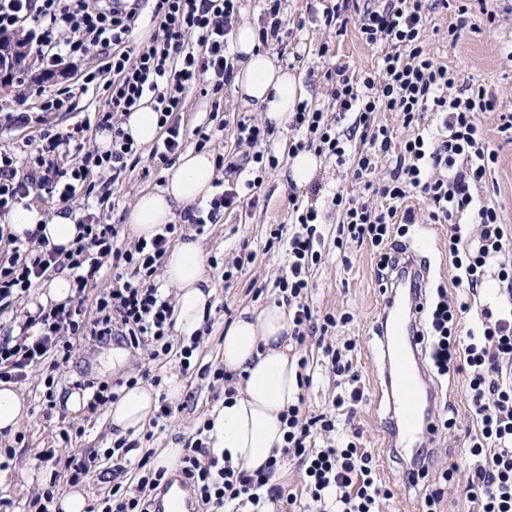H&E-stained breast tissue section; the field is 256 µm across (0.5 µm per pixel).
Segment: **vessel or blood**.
<instances>
[{
    "instance_id": "1",
    "label": "vessel or blood",
    "mask_w": 512,
    "mask_h": 512,
    "mask_svg": "<svg viewBox=\"0 0 512 512\" xmlns=\"http://www.w3.org/2000/svg\"><path fill=\"white\" fill-rule=\"evenodd\" d=\"M399 258L400 275L423 281L426 267L419 249L403 248ZM380 314L386 390L390 409L399 417L390 432V444L399 448L434 445L438 428L423 408V374L415 369L420 361L415 311L403 307L392 291L385 296Z\"/></svg>"
}]
</instances>
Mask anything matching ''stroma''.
<instances>
[{
  "label": "stroma",
  "instance_id": "1",
  "mask_svg": "<svg viewBox=\"0 0 512 512\" xmlns=\"http://www.w3.org/2000/svg\"><path fill=\"white\" fill-rule=\"evenodd\" d=\"M458 4L426 6L424 35L439 60L463 78L484 86L497 99V109L479 116V127L486 145L493 150L497 161L492 165L478 192L496 205L506 233L512 235V139L501 133L503 115L512 113V0H469L467 25L458 38L448 34L458 18ZM323 0H287L284 18L292 31L286 45L271 48L270 53L279 65L287 68L302 82L305 101L320 107L327 106L328 70L337 64L347 63L360 70L376 67L381 56L380 45H370L361 39L355 23H347L343 32L325 26ZM494 13V24H487V13ZM329 44L327 54H320L322 44ZM7 104L0 106V151L21 152L25 141L36 138L40 129L47 128L61 134L72 130L78 121L93 117L102 111L101 95L89 93L76 101L71 112L41 111L38 98H23L17 84L0 87ZM26 112L32 121L26 125L7 124L9 114ZM235 95L232 86H225L222 94L202 97L191 95L182 123L187 129L210 123L212 118L225 121L209 151L211 154L229 152L235 148L236 124L245 115H253ZM291 130H275L269 143L279 158V166L266 178L257 206L224 214L219 223L207 225L197 231L191 224H183V235L199 234L207 253V275L214 289L213 308L210 312L213 329L211 335L202 337L195 351L197 370L192 375L179 373L177 361L165 360L155 364L153 372L163 381L177 380L182 386L178 402L181 412L171 419L164 431L156 432L151 440L142 441V448L185 447L196 428L222 406L224 381L215 380L213 373L224 366V334L244 308H257L278 299L279 290L274 281L281 271L288 268V244H269L270 231L288 221V196L297 194L304 205L314 206L320 215V231L324 236L322 259L311 269L307 302L316 311L335 314L350 313L351 322L338 326L329 333L327 340L336 344L347 339L355 340L353 366L361 375L360 386L364 391L356 422L362 431L360 446L368 451L376 464L378 480L393 493L381 505V512H421V498L427 485L433 484L441 470L456 465L457 470L449 482L438 512H470L463 487L474 460L464 447V435L476 426L468 397L467 377L454 372L445 377L431 378L436 391L433 409L438 420L452 419L451 428L440 430L434 451V463L425 480L417 486L405 485L402 471L413 458L397 451H386L385 438L392 422L384 382L382 343L375 329L380 322L382 288L377 276L378 258L365 245L337 248V216L329 208L328 200L340 188L352 189L353 184L346 168L337 166L334 159L320 162L305 185L294 186L290 175L289 158L285 151L292 138ZM169 174L168 166L152 169L149 175L141 171L126 172L108 184L109 201L100 213L104 220L120 225L118 246L126 247L134 238L125 229V217L138 196L162 185ZM426 239L428 251L425 260L430 265L427 289L445 287L452 299L468 302L470 310L464 324H478V313L486 304L496 302L501 286L488 281L479 296L470 297L466 290L454 284L455 270L448 256V227L444 224L419 223L408 227L406 242ZM254 253L253 262L244 264L232 278H225L224 268L240 256ZM296 356L307 357L306 372L313 378L309 387L303 388V407L307 413L320 414L329 410L336 413L338 432L347 428L344 410L334 409L338 397L348 396L350 385H336L325 367L322 351L295 347ZM143 359L116 342L75 345L70 361L61 368L59 384L53 403H46L43 384L38 375H31L19 389L29 410L18 428L19 442L14 443L15 456L9 460L8 476L0 480V512H24L31 497L46 487L52 469L39 461L38 454L45 448H64V432L83 429L84 434L73 442V450L84 448L105 449L112 447L115 434L106 419L105 410L71 412L66 398L72 393L73 381L91 380L115 383L137 376Z\"/></svg>",
  "mask_w": 512,
  "mask_h": 512
}]
</instances>
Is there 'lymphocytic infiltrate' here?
I'll list each match as a JSON object with an SVG mask.
<instances>
[{"instance_id":"lymphocytic-infiltrate-1","label":"lymphocytic infiltrate","mask_w":512,"mask_h":512,"mask_svg":"<svg viewBox=\"0 0 512 512\" xmlns=\"http://www.w3.org/2000/svg\"><path fill=\"white\" fill-rule=\"evenodd\" d=\"M241 7L242 0H0V33L24 35L28 68L45 84L39 92L41 110H69L73 99L90 87L102 88L106 99L99 125L112 134L110 150L85 153L64 167L57 160L60 146L80 141L88 123L75 124L65 136L41 130L30 158L32 170L24 175L15 154L0 152V239L12 209L31 190L67 202L80 190L92 195L104 173L117 177L138 167L143 156L120 120L142 102H150L161 128L151 160L168 163L190 140L196 150L205 149L216 136L215 128L204 125L184 131L179 114L191 91L203 97L217 95L231 83L230 35ZM353 9L358 12L361 38L369 44L384 43L387 51L376 69L355 72L342 65L327 72L335 112L330 115L299 103L289 122L299 137L289 143V154L312 150L335 157L337 164H351L352 178L361 182L363 195L334 193L331 204L341 216L338 232L346 242L377 248L382 284L393 282L400 239L407 225L418 221L415 210L405 205L416 193L427 200L430 221L450 227L448 253L456 286L474 293L492 276L507 286L512 298V264L505 260L512 239L506 236L495 205L476 191L496 161L478 126L479 113L494 111V99L483 86L439 63L427 49L422 0H337L325 9V21L333 23ZM146 20L153 34L145 42L133 43L134 30ZM94 48L107 52L98 70L85 74L79 84L52 88L66 61ZM379 112L395 113L407 137L395 141L388 126L375 124ZM429 112L441 114L442 122L437 133L427 136L422 126ZM345 119L349 127L338 131L339 121ZM273 133L271 123L249 116L239 119L240 152L219 155L216 167L235 174L250 172L249 196L241 197L236 184H227L207 207H189L184 220L202 227L218 223L224 212L256 206L267 170L279 165L267 152ZM468 216L479 230L465 236L460 224ZM80 224L82 234L67 254L48 247L35 231L27 235V248L13 247L11 255L0 260V314L52 273L66 269L74 275L78 294L72 303L37 308L27 315L20 337L0 339V380L23 382L34 369H45L44 398L53 400L55 374L70 360L78 339L113 338L133 352H147L152 361L170 355L178 359L182 375L191 374L195 348L176 342L174 304L151 282L178 225H162L151 240H137L123 251L113 246L117 225L102 222L93 212ZM290 226L287 232L275 229L273 237L288 241V273L277 279L276 286L293 312L291 336L301 346L310 341L322 346L332 373L351 384L346 415L352 420L363 397L360 375L349 357L356 344H326L336 317L315 314L306 302L310 270L321 259L316 249L317 211L293 205ZM107 262L116 270L112 286L97 296L95 316H87L80 296L96 284ZM466 309V304L449 300L446 289H437L431 303L416 306L418 335L433 372L445 376L461 371L468 377L477 420L475 431L467 435L468 448L480 460L469 470V501L476 512H512V308L484 306L478 328L465 331L458 315ZM284 421L281 456L262 468L247 471L220 464L210 456L207 437L200 432L185 448L177 472L198 501L216 512L227 506L232 512H265L270 503L276 512H380L390 492L375 479L372 456L357 446L360 429L336 442L335 413L307 416L296 405L289 407ZM319 434L325 437L321 447L315 444ZM138 447V441L121 439L102 453L89 449L63 457L47 448L39 458L60 466L61 477L75 485L87 478L98 456H105L112 461L114 483L88 512H156V497L170 482L166 469H151L145 454L138 462L143 473L137 483L120 481L127 454ZM284 456L296 458L303 468L301 493L273 481Z\"/></svg>"}]
</instances>
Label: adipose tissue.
<instances>
[{
    "instance_id": "obj_1",
    "label": "adipose tissue",
    "mask_w": 512,
    "mask_h": 512,
    "mask_svg": "<svg viewBox=\"0 0 512 512\" xmlns=\"http://www.w3.org/2000/svg\"><path fill=\"white\" fill-rule=\"evenodd\" d=\"M238 56L233 88L245 104L262 112L275 128L286 127L303 98L297 77L262 52L259 31L249 25L231 34ZM215 162L210 153L188 151L173 164L163 186L142 193L126 216L131 234L151 238L160 225L173 222L176 210L213 192ZM11 232L24 238L40 231L50 245L70 249L79 235L77 216L64 208L45 216L36 206H17L9 216ZM207 256L201 240L180 241L168 252L163 279L176 290L174 330L191 338L202 328L212 308L213 290L206 275ZM292 316L285 304L269 302L261 310L239 312L224 335V368L238 375L235 393L211 415L212 450L232 466L261 468L279 455L287 430L282 415L297 404L299 367L293 348ZM158 394L152 387L123 388L106 416L118 435L139 430L157 408Z\"/></svg>"
}]
</instances>
